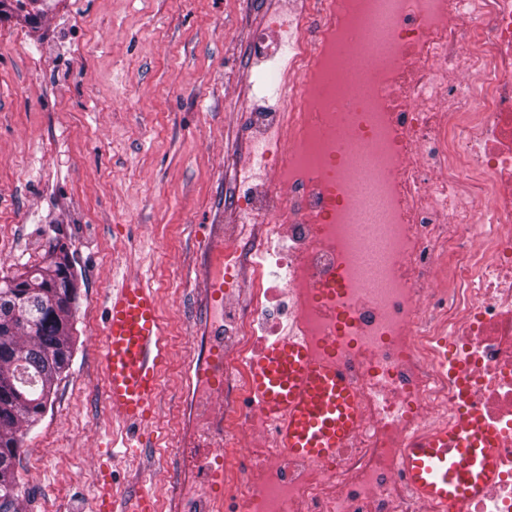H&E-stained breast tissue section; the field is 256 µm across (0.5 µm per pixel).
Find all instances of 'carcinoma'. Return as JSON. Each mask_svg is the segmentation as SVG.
Returning a JSON list of instances; mask_svg holds the SVG:
<instances>
[{
	"instance_id": "cac0c4a2",
	"label": "carcinoma",
	"mask_w": 512,
	"mask_h": 512,
	"mask_svg": "<svg viewBox=\"0 0 512 512\" xmlns=\"http://www.w3.org/2000/svg\"><path fill=\"white\" fill-rule=\"evenodd\" d=\"M77 290L68 249L55 235L42 262L0 276V512H23L15 473L21 427L40 420L69 368Z\"/></svg>"
}]
</instances>
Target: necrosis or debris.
I'll list each match as a JSON object with an SVG mask.
<instances>
[{
    "instance_id": "1",
    "label": "necrosis or debris",
    "mask_w": 512,
    "mask_h": 512,
    "mask_svg": "<svg viewBox=\"0 0 512 512\" xmlns=\"http://www.w3.org/2000/svg\"><path fill=\"white\" fill-rule=\"evenodd\" d=\"M273 57L234 219L203 249L174 512H437L402 454L468 409L500 446L467 512H512V0H288L252 38L251 63ZM289 334L351 379L335 460L283 448L251 397Z\"/></svg>"
}]
</instances>
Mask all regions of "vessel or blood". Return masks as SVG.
Wrapping results in <instances>:
<instances>
[{
    "mask_svg": "<svg viewBox=\"0 0 512 512\" xmlns=\"http://www.w3.org/2000/svg\"><path fill=\"white\" fill-rule=\"evenodd\" d=\"M101 363L105 405L128 425L153 414L167 363L168 327L155 291L136 275L125 276L104 300ZM250 392L277 426L285 448L316 461L335 458L360 424L345 369L313 361L297 337L267 348L254 364ZM496 432L478 412L462 413L452 428L436 427L414 438L404 457L409 485L438 512H465L468 501L492 484Z\"/></svg>",
    "mask_w": 512,
    "mask_h": 512,
    "instance_id": "obj_1",
    "label": "vessel or blood"
}]
</instances>
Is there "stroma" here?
I'll list each match as a JSON object with an SVG mask.
<instances>
[{"mask_svg":"<svg viewBox=\"0 0 512 512\" xmlns=\"http://www.w3.org/2000/svg\"><path fill=\"white\" fill-rule=\"evenodd\" d=\"M272 6L55 0L40 23L0 20V273L41 261L56 227L80 280L72 362L24 430L26 512H93L105 479L122 512L143 492L170 512L202 243L233 219L224 161L245 146L240 108L277 91V63L251 71L243 55ZM126 274L155 289L170 329L155 415L135 434L98 397L102 302Z\"/></svg>","mask_w":512,"mask_h":512,"instance_id":"stroma-1","label":"stroma"}]
</instances>
